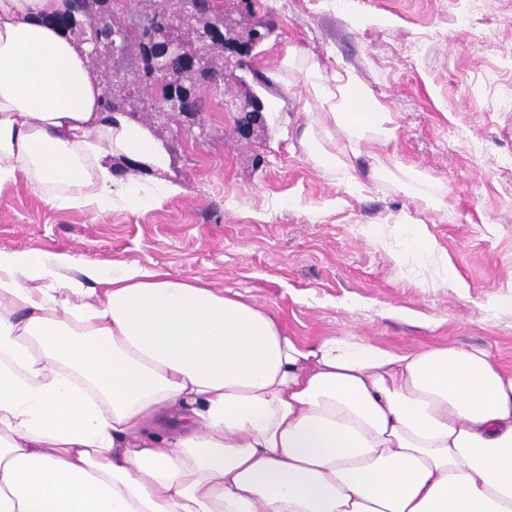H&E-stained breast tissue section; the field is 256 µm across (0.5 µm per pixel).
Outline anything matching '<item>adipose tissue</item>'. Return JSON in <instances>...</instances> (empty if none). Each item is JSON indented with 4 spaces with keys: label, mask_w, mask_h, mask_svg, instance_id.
I'll return each instance as SVG.
<instances>
[{
    "label": "adipose tissue",
    "mask_w": 512,
    "mask_h": 512,
    "mask_svg": "<svg viewBox=\"0 0 512 512\" xmlns=\"http://www.w3.org/2000/svg\"><path fill=\"white\" fill-rule=\"evenodd\" d=\"M63 0H0V186L52 206H136L115 159L167 170L102 115L87 49L48 23ZM301 141L389 137L364 95ZM0 512H512V368L488 349L308 346L239 294L161 268L0 248Z\"/></svg>",
    "instance_id": "adipose-tissue-1"
}]
</instances>
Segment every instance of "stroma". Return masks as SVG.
<instances>
[{
  "label": "stroma",
  "mask_w": 512,
  "mask_h": 512,
  "mask_svg": "<svg viewBox=\"0 0 512 512\" xmlns=\"http://www.w3.org/2000/svg\"><path fill=\"white\" fill-rule=\"evenodd\" d=\"M235 33L270 19L254 54L270 85L234 74L201 83V127L140 113L167 142L171 164L139 176L180 190L161 202L97 214L46 204L24 182L0 187V247L158 265L184 279L240 293L311 344L360 336L396 351L486 347L512 365V0L472 15L470 0H213ZM295 49L331 86L368 95L392 140L357 150L337 136L336 164H313L299 143L311 113L328 111L303 77L284 68ZM265 125L241 138L248 93ZM425 174L439 195L418 207L403 171ZM378 225V237L367 235ZM416 225L448 258L447 270L403 252ZM466 289L456 288V280Z\"/></svg>",
  "instance_id": "1"
}]
</instances>
